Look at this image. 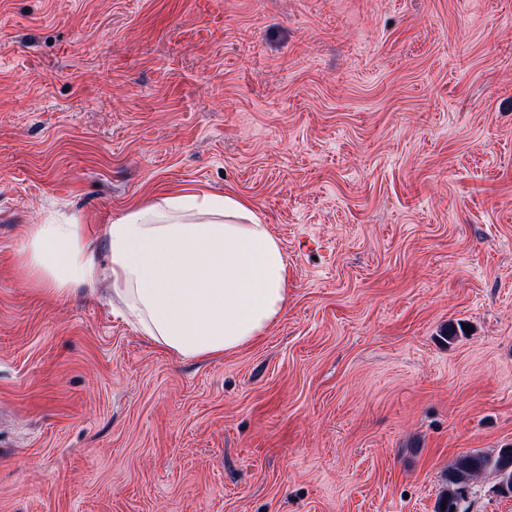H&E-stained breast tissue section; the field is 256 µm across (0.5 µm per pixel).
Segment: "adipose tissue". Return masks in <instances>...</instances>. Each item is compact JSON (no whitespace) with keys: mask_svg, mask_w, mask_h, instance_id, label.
Instances as JSON below:
<instances>
[{"mask_svg":"<svg viewBox=\"0 0 512 512\" xmlns=\"http://www.w3.org/2000/svg\"><path fill=\"white\" fill-rule=\"evenodd\" d=\"M19 261L59 298L105 286L145 336L183 360L255 342L288 301L279 240L249 202L229 194L159 196L97 228L28 224Z\"/></svg>","mask_w":512,"mask_h":512,"instance_id":"adipose-tissue-1","label":"adipose tissue"}]
</instances>
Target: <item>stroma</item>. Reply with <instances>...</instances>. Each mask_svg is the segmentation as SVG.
<instances>
[{"label":"stroma","mask_w":512,"mask_h":512,"mask_svg":"<svg viewBox=\"0 0 512 512\" xmlns=\"http://www.w3.org/2000/svg\"><path fill=\"white\" fill-rule=\"evenodd\" d=\"M194 190L286 254L249 346L25 282L45 212ZM510 445L512 0H0V512H436ZM494 470L499 476L498 492L512 494V448H501L494 456L470 453L459 456L448 467V490L439 498L436 512H469L466 505L470 493V481L479 473ZM442 502H446L441 510Z\"/></svg>","instance_id":"35a3bbf8"}]
</instances>
